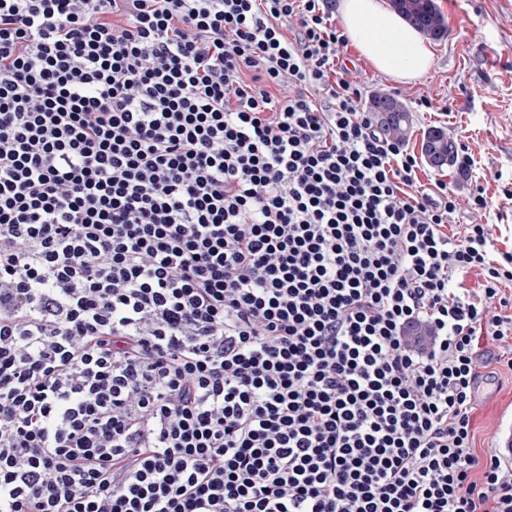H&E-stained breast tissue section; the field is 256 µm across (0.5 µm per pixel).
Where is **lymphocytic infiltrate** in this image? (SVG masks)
Returning a JSON list of instances; mask_svg holds the SVG:
<instances>
[{
    "label": "lymphocytic infiltrate",
    "instance_id": "obj_1",
    "mask_svg": "<svg viewBox=\"0 0 512 512\" xmlns=\"http://www.w3.org/2000/svg\"><path fill=\"white\" fill-rule=\"evenodd\" d=\"M346 45L328 0H0V512H512V252ZM485 348L489 350L485 355L492 359L481 370L484 376L480 379L477 405L472 413L474 447L480 455L485 448H497V443L512 433V370L506 363L498 362L500 351L490 342Z\"/></svg>",
    "mask_w": 512,
    "mask_h": 512
}]
</instances>
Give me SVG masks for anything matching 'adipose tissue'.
I'll return each instance as SVG.
<instances>
[{"instance_id":"adipose-tissue-1","label":"adipose tissue","mask_w":512,"mask_h":512,"mask_svg":"<svg viewBox=\"0 0 512 512\" xmlns=\"http://www.w3.org/2000/svg\"><path fill=\"white\" fill-rule=\"evenodd\" d=\"M350 45L375 69L397 81L426 76L433 54L424 38L383 0H335Z\"/></svg>"}]
</instances>
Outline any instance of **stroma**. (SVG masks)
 <instances>
[{
  "label": "stroma",
  "instance_id": "obj_1",
  "mask_svg": "<svg viewBox=\"0 0 512 512\" xmlns=\"http://www.w3.org/2000/svg\"><path fill=\"white\" fill-rule=\"evenodd\" d=\"M448 22L444 41L430 42L434 67L421 80L403 83L378 72L355 49L344 52L348 69L363 83L364 96L383 93L404 101L413 132L405 146L419 152L428 130L448 133L457 148L453 164L437 171L422 166L423 184L441 180L460 201L482 187L493 201L481 217L491 225L495 246L512 250V0H436ZM472 413L477 453L512 433V368L490 348Z\"/></svg>",
  "mask_w": 512,
  "mask_h": 512
}]
</instances>
